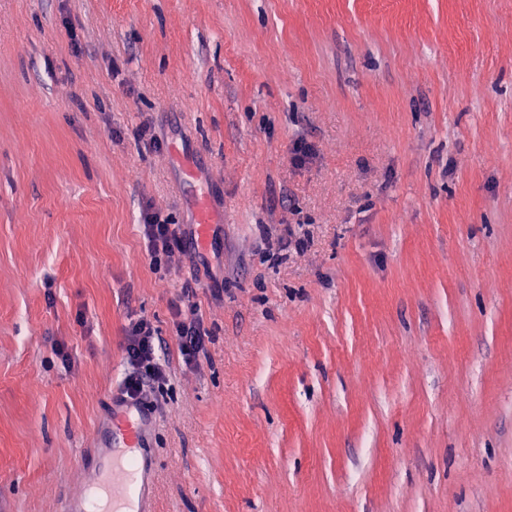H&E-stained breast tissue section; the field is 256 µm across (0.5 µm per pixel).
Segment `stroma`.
Returning <instances> with one entry per match:
<instances>
[{
    "instance_id": "1",
    "label": "stroma",
    "mask_w": 512,
    "mask_h": 512,
    "mask_svg": "<svg viewBox=\"0 0 512 512\" xmlns=\"http://www.w3.org/2000/svg\"><path fill=\"white\" fill-rule=\"evenodd\" d=\"M176 142L224 222L162 282ZM213 258L153 512H512V0H0V512L95 485L129 322ZM143 237L148 242L151 269L156 273L179 272L187 254V235L182 224H174L169 215L149 205L143 213Z\"/></svg>"
}]
</instances>
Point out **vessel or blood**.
<instances>
[{"label":"vessel or blood","instance_id":"obj_1","mask_svg":"<svg viewBox=\"0 0 512 512\" xmlns=\"http://www.w3.org/2000/svg\"><path fill=\"white\" fill-rule=\"evenodd\" d=\"M214 222L207 192H199L196 203L194 244L205 249L211 238ZM145 431L140 412L123 409L112 423V445L119 448L102 483L101 493H87L82 499L65 502L62 512H144L148 501V476L140 469L134 454L142 447Z\"/></svg>","mask_w":512,"mask_h":512}]
</instances>
